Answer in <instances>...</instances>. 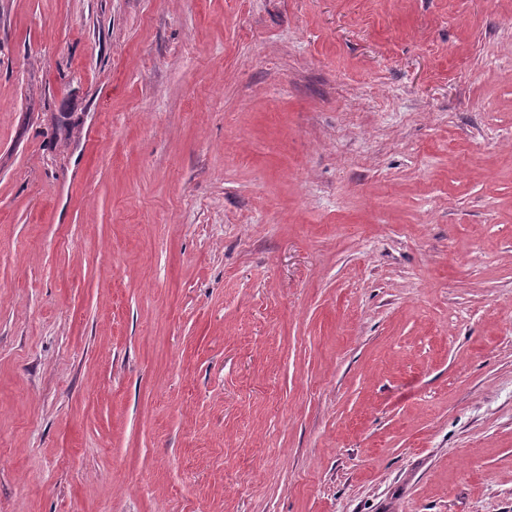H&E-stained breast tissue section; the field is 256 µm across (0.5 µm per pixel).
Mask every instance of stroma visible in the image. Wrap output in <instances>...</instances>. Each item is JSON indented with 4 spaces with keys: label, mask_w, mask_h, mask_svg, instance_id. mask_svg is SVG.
I'll return each instance as SVG.
<instances>
[{
    "label": "stroma",
    "mask_w": 512,
    "mask_h": 512,
    "mask_svg": "<svg viewBox=\"0 0 512 512\" xmlns=\"http://www.w3.org/2000/svg\"><path fill=\"white\" fill-rule=\"evenodd\" d=\"M0 512H512V0H0Z\"/></svg>",
    "instance_id": "stroma-1"
}]
</instances>
